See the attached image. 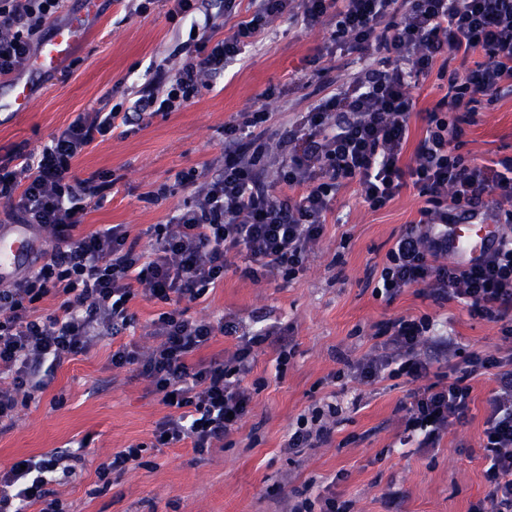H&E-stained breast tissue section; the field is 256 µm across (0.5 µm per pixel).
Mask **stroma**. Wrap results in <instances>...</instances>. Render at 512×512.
<instances>
[{
    "mask_svg": "<svg viewBox=\"0 0 512 512\" xmlns=\"http://www.w3.org/2000/svg\"><path fill=\"white\" fill-rule=\"evenodd\" d=\"M161 0L147 13L129 14L121 0H99L86 17L87 37L56 71H27L33 96L24 112L0 110V155L32 150L79 113L127 103L146 79L150 64H167L189 39L190 25L170 20ZM329 26L304 30L279 19L236 66L173 112L148 117L145 127L112 136L89 148L74 172L111 173L114 193L90 208L96 228L124 224L132 234L166 223L192 203V187L177 173H204L224 162V126L240 112L266 105L274 120L289 121L326 95L311 59H319L337 83L364 66L359 54L328 55ZM274 98L263 101L266 90ZM465 152L477 161L512 154V98L503 97L465 129ZM423 205L416 188L404 187L384 209L362 202L356 185L342 188L327 216L325 234L307 268L294 279L259 283L229 271L188 314L225 318L250 330L276 322L293 355L278 365L272 348L256 351L249 379L259 382L251 411L230 445L196 453L190 443L154 445L153 431L166 407L130 368H114L112 343L58 365L54 378L12 427L0 431V467L87 440L79 477L55 482L68 512H286L288 498L308 482L331 484L349 512H468L486 500L487 462L481 447L492 375L473 383L470 411L438 446L420 451L399 443V405L413 390L406 376L374 384L338 377L344 360L372 353L380 323L429 315L438 332L453 336L464 351L496 352L504 342L497 324L471 318L463 304H437L406 290L393 302L376 297L372 283L396 238L417 220ZM343 408L331 439L293 455L288 429L309 408L328 401ZM144 448L141 466L112 475L99 489L97 468L113 452ZM400 492L394 510L383 496Z\"/></svg>",
    "mask_w": 512,
    "mask_h": 512,
    "instance_id": "1",
    "label": "stroma"
}]
</instances>
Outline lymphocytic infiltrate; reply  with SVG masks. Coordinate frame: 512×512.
<instances>
[{"label": "lymphocytic infiltrate", "mask_w": 512, "mask_h": 512, "mask_svg": "<svg viewBox=\"0 0 512 512\" xmlns=\"http://www.w3.org/2000/svg\"><path fill=\"white\" fill-rule=\"evenodd\" d=\"M64 2L0 0L1 78L31 66ZM171 2L169 18L190 20L194 34L175 71L157 69L130 106L78 116L43 146L0 157V203L9 219L51 243L34 268L0 289V427L13 426L47 389L45 363H63L121 335L134 320L129 301L140 297L169 309L150 324L154 345H119L113 367H131L169 406L154 429L158 445L188 440L201 453L223 444L252 403L244 381L254 350L278 332L240 337L230 356L203 361L198 352L236 327L191 317L187 306L235 267L254 282L303 271L338 191L352 183L374 211L409 185L424 199L419 220L388 250L375 296L390 301L414 288L434 302L465 305L471 317L499 324L512 339V155L480 163L464 153L462 140L481 108L512 94V0H250V19L219 40L211 17H199V0ZM284 15L308 29L332 24L328 54L383 60L310 106L301 123L271 124L260 107L225 124L223 167L201 178L179 174L181 184L194 186V202L152 225L148 243L123 224L86 229L87 206L106 199L114 181L105 173L79 177L75 160L99 138L141 125L146 113L177 110ZM448 55L464 60V69L438 67ZM433 72L446 80L447 92L417 109L411 89ZM416 117L423 136L411 150ZM463 216L502 228L495 247L471 265L448 259V227ZM50 296L59 303L42 314L39 304ZM432 327L426 315L385 322L383 346L345 362L339 374L372 384L399 372L417 382L401 406V441L432 448L466 419L472 380L493 373L497 387L482 439L489 509L512 512V351L465 354ZM437 361L448 374L433 382ZM341 412L330 402L300 416L286 448L299 454L327 442ZM83 467L81 451L68 448L0 471V512H27L35 504L40 512H64L47 476L59 471L68 478Z\"/></svg>", "instance_id": "1"}]
</instances>
